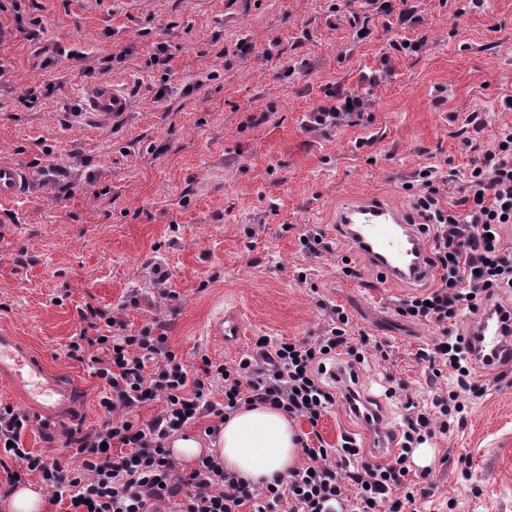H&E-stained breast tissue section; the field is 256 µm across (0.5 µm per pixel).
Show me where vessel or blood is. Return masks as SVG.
Wrapping results in <instances>:
<instances>
[{"mask_svg": "<svg viewBox=\"0 0 512 512\" xmlns=\"http://www.w3.org/2000/svg\"><path fill=\"white\" fill-rule=\"evenodd\" d=\"M92 111L105 116L120 115L129 109L126 95L108 82L96 86L89 101ZM33 176L24 165L0 163V202L28 196ZM337 236L362 254L383 278L410 282L429 280L433 269L426 260L424 246L402 214L381 199L364 197L342 210L336 219ZM209 335L233 343L244 334L238 310L219 312L210 322ZM472 362L493 367L512 365V305L498 309L481 305L466 315L458 334ZM0 376L28 402L35 421L43 430L69 414L76 395L71 385L48 373L44 362L25 351L15 337L0 335Z\"/></svg>", "mask_w": 512, "mask_h": 512, "instance_id": "vessel-or-blood-1", "label": "vessel or blood"}]
</instances>
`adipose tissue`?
<instances>
[{"label": "adipose tissue", "mask_w": 512, "mask_h": 512, "mask_svg": "<svg viewBox=\"0 0 512 512\" xmlns=\"http://www.w3.org/2000/svg\"><path fill=\"white\" fill-rule=\"evenodd\" d=\"M218 454L225 471L258 482L294 469L299 461L300 446L286 413L256 404L228 416Z\"/></svg>", "instance_id": "1"}]
</instances>
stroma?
<instances>
[{
	"label": "stroma",
	"mask_w": 512,
	"mask_h": 512,
	"mask_svg": "<svg viewBox=\"0 0 512 512\" xmlns=\"http://www.w3.org/2000/svg\"><path fill=\"white\" fill-rule=\"evenodd\" d=\"M335 2L19 0L0 12L10 70L0 82V160L33 174L27 198L0 202V333L77 395L54 440L31 425L26 448L78 466L82 441L106 419L98 379L69 356L89 304L135 332L165 322L192 368L204 354L234 362L260 336L322 335L339 306L352 336L372 341L358 366L362 392L396 390L384 401L388 426L400 428L409 404L430 406L452 389L449 372L418 358L440 330L396 313L421 286L382 279L337 238L336 215L376 195L417 220L403 188L417 169L466 176L512 127L500 107L512 93V0L480 9L412 0L420 25L376 15L364 39ZM420 37L422 51L395 59L373 89L369 123L306 128L329 88L358 89L392 43ZM105 81L130 98L129 112L85 110L83 92ZM49 84L50 95L25 102L27 88ZM310 225L324 235L317 255L299 242ZM344 255L356 276L339 271ZM227 308L245 321L230 346L207 334ZM472 381L481 395L468 399L465 425L428 441L433 472L419 512H512V373L476 367ZM296 425L331 446L353 436L376 459L373 429L340 407Z\"/></svg>",
	"instance_id": "1"
}]
</instances>
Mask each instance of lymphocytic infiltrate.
Listing matches in <instances>:
<instances>
[{
	"label": "lymphocytic infiltrate",
	"mask_w": 512,
	"mask_h": 512,
	"mask_svg": "<svg viewBox=\"0 0 512 512\" xmlns=\"http://www.w3.org/2000/svg\"><path fill=\"white\" fill-rule=\"evenodd\" d=\"M379 79L374 72L359 77L368 90ZM368 90L328 91L326 101L313 108L309 127L358 124L371 107ZM452 183L429 166L403 185L433 230L430 264L438 275L428 291L402 303L397 313L437 326L475 310L494 290L512 288V250L504 248L501 236L503 225L512 224V129L503 130L473 165L458 205L446 207L440 197ZM80 318L83 327L69 355L87 361L102 381L99 404L108 418L83 440V460L73 469L25 448L21 434L29 416L0 403V468L6 470L0 498L12 493L27 470L41 474L53 501H69L70 512H158V502L165 500L174 501L175 512H338L351 499L355 512H401L403 503L416 501L417 490L406 481L414 448L435 433H447L452 423H464V400L478 393L464 349L443 337L423 358L448 369L456 385L433 397L432 410L405 418L394 462L365 461L355 437L346 435L337 448L303 444L302 464L269 482L254 484L227 473L214 454L199 456L195 468L180 475L167 441L199 418H224L244 405L269 404L317 424L336 403V390L322 379L327 361L343 351L362 363L359 347L368 337L353 340L349 318L339 308L322 336L294 342L261 336L235 363L204 355L191 371L173 352L164 323L131 334L120 318L94 307L81 311ZM216 383L224 386L220 408L210 399ZM153 402L160 412L140 423L138 409ZM9 459L21 462L22 471L6 469ZM395 489L402 496L393 501L389 495Z\"/></svg>",
	"instance_id": "lymphocytic-infiltrate-1"
}]
</instances>
